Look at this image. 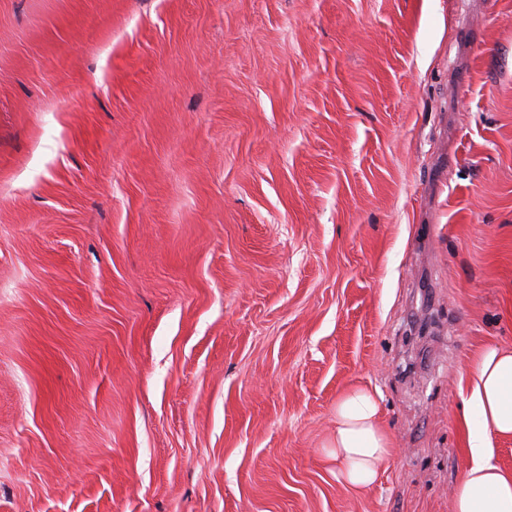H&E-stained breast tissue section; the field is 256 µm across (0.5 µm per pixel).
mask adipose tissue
<instances>
[{
	"label": "adipose tissue",
	"mask_w": 512,
	"mask_h": 512,
	"mask_svg": "<svg viewBox=\"0 0 512 512\" xmlns=\"http://www.w3.org/2000/svg\"><path fill=\"white\" fill-rule=\"evenodd\" d=\"M468 465L453 489L454 512H512V475L493 462L495 439L512 435V350L490 347L476 361L466 399ZM337 480L367 488L391 457L376 395L360 386L337 399L323 450Z\"/></svg>",
	"instance_id": "1"
}]
</instances>
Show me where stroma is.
<instances>
[{
  "mask_svg": "<svg viewBox=\"0 0 512 512\" xmlns=\"http://www.w3.org/2000/svg\"><path fill=\"white\" fill-rule=\"evenodd\" d=\"M490 345L512 0H0V512H452ZM323 448L337 480L357 489L367 488L374 481L378 469L390 459L391 448L373 392L352 386L342 393Z\"/></svg>",
  "mask_w": 512,
  "mask_h": 512,
  "instance_id": "stroma-1",
  "label": "stroma"
}]
</instances>
